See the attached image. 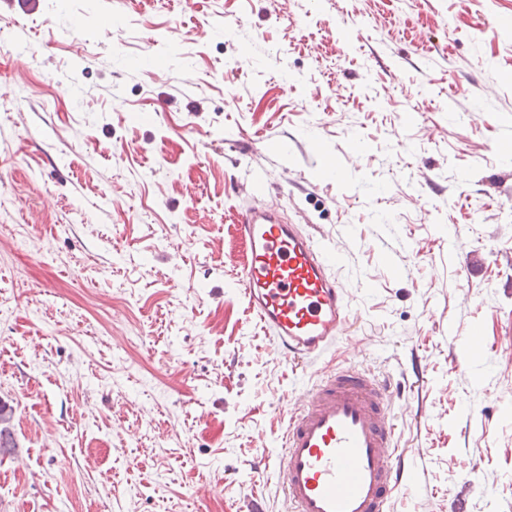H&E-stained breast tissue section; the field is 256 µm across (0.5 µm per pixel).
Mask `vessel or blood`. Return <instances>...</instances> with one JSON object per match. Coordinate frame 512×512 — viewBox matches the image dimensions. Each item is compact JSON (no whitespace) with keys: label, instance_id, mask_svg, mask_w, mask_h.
<instances>
[{"label":"vessel or blood","instance_id":"1","mask_svg":"<svg viewBox=\"0 0 512 512\" xmlns=\"http://www.w3.org/2000/svg\"><path fill=\"white\" fill-rule=\"evenodd\" d=\"M236 233L250 252L242 270L249 306L283 359L312 360L342 342L350 308L325 244L269 205L240 212ZM345 355L289 414L278 472L291 512H390L412 474L387 385L365 370L355 345Z\"/></svg>","mask_w":512,"mask_h":512}]
</instances>
